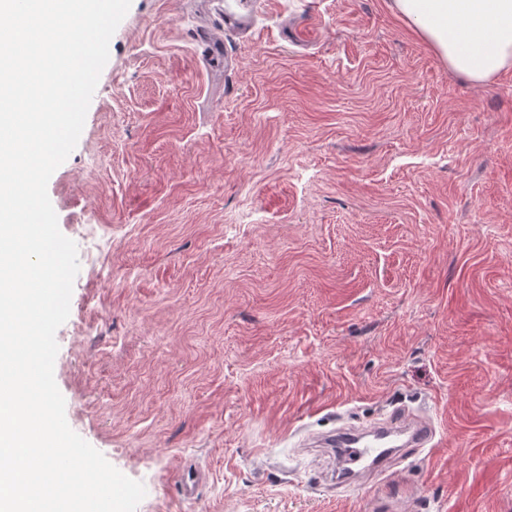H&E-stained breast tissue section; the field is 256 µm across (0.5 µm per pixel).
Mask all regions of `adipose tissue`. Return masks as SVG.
Instances as JSON below:
<instances>
[{
    "label": "adipose tissue",
    "mask_w": 512,
    "mask_h": 512,
    "mask_svg": "<svg viewBox=\"0 0 512 512\" xmlns=\"http://www.w3.org/2000/svg\"><path fill=\"white\" fill-rule=\"evenodd\" d=\"M449 71L474 84L512 68V0H395Z\"/></svg>",
    "instance_id": "1"
}]
</instances>
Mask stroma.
Wrapping results in <instances>:
<instances>
[{
	"label": "stroma",
	"mask_w": 512,
	"mask_h": 512,
	"mask_svg": "<svg viewBox=\"0 0 512 512\" xmlns=\"http://www.w3.org/2000/svg\"><path fill=\"white\" fill-rule=\"evenodd\" d=\"M234 8L131 0L48 182L71 429L136 512H512V70L454 75L394 0ZM397 408L435 447L330 487L307 439ZM198 54L213 67H218L224 57L223 40L210 35H198Z\"/></svg>",
	"instance_id": "obj_1"
}]
</instances>
